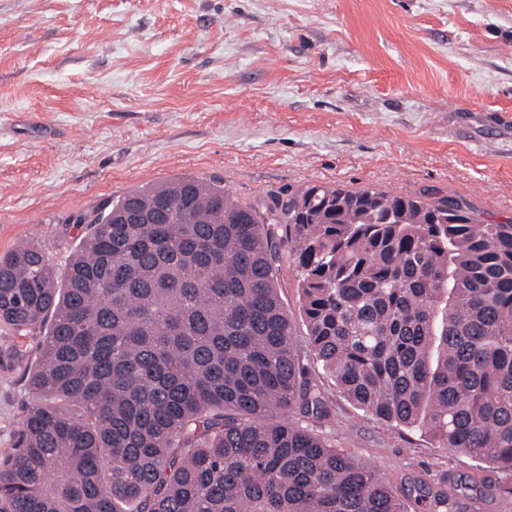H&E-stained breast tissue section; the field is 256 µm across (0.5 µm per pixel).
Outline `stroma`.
<instances>
[{
    "mask_svg": "<svg viewBox=\"0 0 512 512\" xmlns=\"http://www.w3.org/2000/svg\"><path fill=\"white\" fill-rule=\"evenodd\" d=\"M191 174L236 198L372 188L512 217V0H0V254L24 240L56 267L70 216ZM278 291L306 327L294 260ZM42 330H0V457L33 405ZM309 422L372 467L406 512H512L492 466L351 403ZM447 491L431 507L421 491Z\"/></svg>",
    "mask_w": 512,
    "mask_h": 512,
    "instance_id": "35a3bbf8",
    "label": "stroma"
}]
</instances>
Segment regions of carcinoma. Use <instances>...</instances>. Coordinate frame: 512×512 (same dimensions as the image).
I'll use <instances>...</instances> for the list:
<instances>
[{
  "instance_id": "cac0c4a2",
  "label": "carcinoma",
  "mask_w": 512,
  "mask_h": 512,
  "mask_svg": "<svg viewBox=\"0 0 512 512\" xmlns=\"http://www.w3.org/2000/svg\"><path fill=\"white\" fill-rule=\"evenodd\" d=\"M86 225L64 268L0 255V325L49 323L0 512H404L300 422L330 416L278 295L288 228L308 352L356 406L512 472V220L310 185L253 203L179 176Z\"/></svg>"
}]
</instances>
